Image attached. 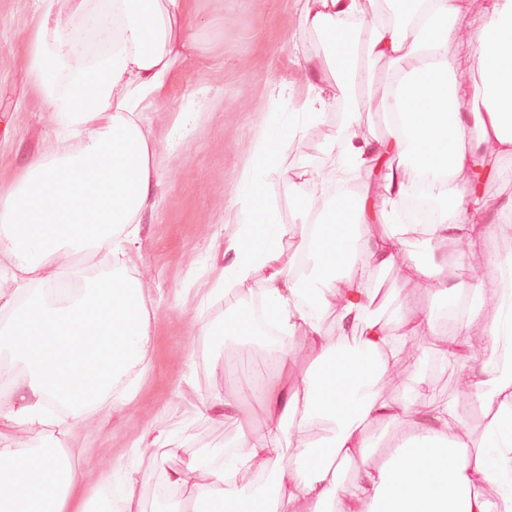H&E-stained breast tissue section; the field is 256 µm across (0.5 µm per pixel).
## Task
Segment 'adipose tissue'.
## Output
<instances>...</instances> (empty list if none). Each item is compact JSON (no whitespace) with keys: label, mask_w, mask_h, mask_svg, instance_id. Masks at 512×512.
Returning a JSON list of instances; mask_svg holds the SVG:
<instances>
[{"label":"adipose tissue","mask_w":512,"mask_h":512,"mask_svg":"<svg viewBox=\"0 0 512 512\" xmlns=\"http://www.w3.org/2000/svg\"><path fill=\"white\" fill-rule=\"evenodd\" d=\"M28 41L31 85L55 123L50 149L32 157L0 190V261L12 263L18 284L0 292V392H8L7 421L28 430L53 426L66 433L112 398L128 370L145 359L150 319L144 290L132 273L128 245L162 177L166 152L195 130L198 115L181 112L166 144L152 136L148 115L163 104L170 83L194 44L187 33L196 0H37ZM396 18L376 25L362 48L367 58L421 66L387 86L380 109L387 137L378 153L390 158L384 221L414 228L422 245L437 239L463 243L456 263L487 258L476 285H449L442 266L406 260L402 241L367 220H336L349 193L336 173L358 172L367 162L356 142L357 112L338 132L340 151L328 157L322 187L332 188L324 215L305 224L295 261L302 274L281 267L277 245L285 224L257 221V193L281 178L284 160H271V144L285 127L301 130L318 119L327 97L353 96L354 76L307 98L301 111L276 112L252 142V159L238 173L237 226L231 254L214 289L225 292L266 270L265 305L282 335L303 333L314 354L304 377L266 391L270 423L245 433L233 455L204 451L184 469L162 472L165 493L156 512H512V373L494 367L512 349V264L489 259L500 225L481 220V201L467 197L462 179L488 175L497 158L512 156V0H491L476 31L480 87L471 116L460 103L449 46L458 0H394ZM360 0H310L299 13L302 29L340 33L360 13ZM479 127L464 140L467 118ZM98 258L100 274L69 270L78 289L61 296L57 254ZM399 267L405 283L431 296L461 302L467 293L493 298L494 313L481 335L467 316L412 308L398 323L376 315V275ZM335 312V331L323 321ZM453 319L443 336L445 319ZM438 342L443 359L460 368L461 389L483 415L474 429L454 400L428 397L426 420L381 464L370 461L367 428L415 414L413 401H380L376 385L399 376L411 339ZM209 483L182 490L197 472ZM251 471L255 480L244 481ZM85 475L57 445L15 447L0 433V512H136L133 496L100 478L84 496Z\"/></svg>","instance_id":"adipose-tissue-1"}]
</instances>
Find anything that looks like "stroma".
I'll return each instance as SVG.
<instances>
[{
  "mask_svg": "<svg viewBox=\"0 0 512 512\" xmlns=\"http://www.w3.org/2000/svg\"><path fill=\"white\" fill-rule=\"evenodd\" d=\"M451 49L456 77L475 94L477 45L473 33L489 0H462ZM36 0H0V184H8L32 156L44 153L52 140L54 116L33 91L27 69V40ZM300 0H198V23L192 31L196 48L182 64L163 105L150 115V129L165 141L177 112L196 105L205 110L194 133L166 154L155 205L147 209L130 248L133 275L146 295L150 340L143 365L123 379L131 396L106 404L63 438L64 448L86 455L85 490L93 492L99 475H114L127 486L136 512H155L157 473L183 467L201 450L233 442L240 427L264 432L269 422L262 403L250 395L251 376L266 365L258 339L219 334L239 295L230 290L209 298L214 275L227 260V239L235 227V181L251 157V142L269 113L300 106L309 84L327 86L350 65L349 42L356 27L324 43L298 25ZM367 84L357 107V132L369 142L383 140L387 127L379 110L380 90L394 68L387 59L365 62ZM343 97L329 100L321 117L301 131H284L276 146L285 152L288 169L264 192V203L280 223L301 225L291 194L308 195L319 183L308 175L335 144L344 119ZM500 175L487 177L480 194L483 221L507 223L500 206L512 198V156L499 161ZM404 249L422 266L448 265V282L474 283L465 267L454 264L457 245L444 240L419 245L406 231ZM378 315L395 320L408 308L442 305L439 297L410 288L399 269L383 271L378 280ZM238 352L237 369L224 364V346ZM458 368L428 353L423 376L414 387L420 397L434 394L456 401L471 427L482 422L480 410L458 387ZM230 395L241 404L226 417L200 410L201 399Z\"/></svg>",
  "mask_w": 512,
  "mask_h": 512,
  "instance_id": "obj_1",
  "label": "stroma"
}]
</instances>
